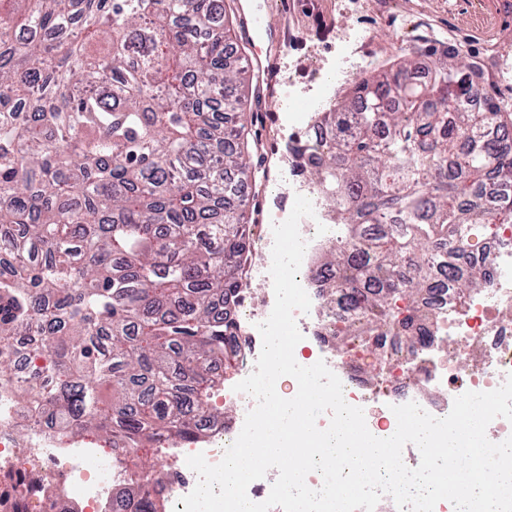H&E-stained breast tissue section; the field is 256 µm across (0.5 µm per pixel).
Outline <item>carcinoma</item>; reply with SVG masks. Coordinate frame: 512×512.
Listing matches in <instances>:
<instances>
[{"instance_id": "carcinoma-1", "label": "carcinoma", "mask_w": 512, "mask_h": 512, "mask_svg": "<svg viewBox=\"0 0 512 512\" xmlns=\"http://www.w3.org/2000/svg\"><path fill=\"white\" fill-rule=\"evenodd\" d=\"M230 42L223 0H0V378L23 361L22 402L62 435L159 448L221 417L256 180ZM429 53L318 113L306 172L351 245L315 277L336 270L349 336L415 314L445 268L466 300L485 282L458 264L467 226L512 224V105L461 49ZM134 475L124 512H166L143 484L167 473Z\"/></svg>"}]
</instances>
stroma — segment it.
I'll use <instances>...</instances> for the list:
<instances>
[{"mask_svg": "<svg viewBox=\"0 0 512 512\" xmlns=\"http://www.w3.org/2000/svg\"><path fill=\"white\" fill-rule=\"evenodd\" d=\"M270 18L294 14L312 39L280 54L269 77L246 76L253 110L267 115V155L257 168L279 183L274 156L288 149L287 91L304 94L316 69L329 71L337 88L397 60L426 43L437 56L463 48L464 63L481 68L495 97L512 102V0H254Z\"/></svg>", "mask_w": 512, "mask_h": 512, "instance_id": "obj_1", "label": "stroma"}]
</instances>
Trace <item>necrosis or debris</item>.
Segmentation results:
<instances>
[{
  "mask_svg": "<svg viewBox=\"0 0 512 512\" xmlns=\"http://www.w3.org/2000/svg\"><path fill=\"white\" fill-rule=\"evenodd\" d=\"M278 161L292 174L280 187L281 207L271 223L260 227L262 245L248 260L243 275L248 281L266 280L274 225L290 215L296 195L309 198L314 214L299 222L307 248L297 280L311 300L309 313L295 315L302 339L294 357L300 365L321 360L337 368L345 400L363 408L367 424L377 431L395 423L392 406L413 401L442 418L465 391H491L505 382L512 374V225H502L493 234L473 235L463 262L482 271L484 288L463 303L454 288L426 289L419 310L434 319L433 341L421 346L396 332L384 336L380 344L391 367L382 384H371L358 368L356 341L339 333L344 305L328 304L308 273L322 248L347 246L348 234L343 225L334 223L313 185L295 172L292 156L281 155ZM273 305L272 288H265L257 298L245 289L230 310L239 331L234 345L237 368L225 379L221 394L230 412L223 421L208 422L202 439L186 447L173 445L169 481L158 489L170 499L172 512H184L182 499L198 481L186 464L187 457L201 453L209 463H218L256 405L254 398L235 392L234 387L255 369L262 348L256 325L268 318ZM16 386V381L0 380V512H59L62 505L71 503L80 505L83 512H100L103 504L112 503L115 490L129 483L126 461L135 456V449L59 436L40 424L37 410L22 407Z\"/></svg>",
  "mask_w": 512,
  "mask_h": 512,
  "instance_id": "necrosis-or-debris-1",
  "label": "necrosis or debris"
}]
</instances>
